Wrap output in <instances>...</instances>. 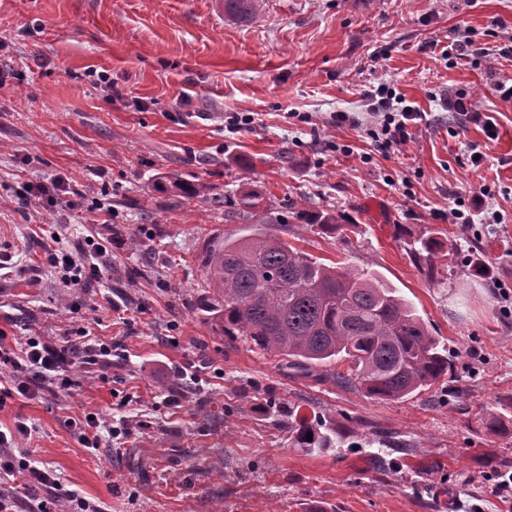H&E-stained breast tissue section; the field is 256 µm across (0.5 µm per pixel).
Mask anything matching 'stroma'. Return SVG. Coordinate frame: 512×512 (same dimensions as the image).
Wrapping results in <instances>:
<instances>
[{"label": "stroma", "mask_w": 512, "mask_h": 512, "mask_svg": "<svg viewBox=\"0 0 512 512\" xmlns=\"http://www.w3.org/2000/svg\"><path fill=\"white\" fill-rule=\"evenodd\" d=\"M467 36L511 41L512 0H262L242 22L217 18L212 0H0V332L14 348L82 328L112 350L93 375L73 367L60 395L7 402L0 428L31 429L16 456L106 512H512V492L488 479L512 470V434L481 424L489 410L512 418V316L495 288L512 287V101L494 90L512 60L449 68L431 49ZM381 83L426 114L386 152L331 122L364 111V90ZM463 90L497 139L446 111ZM230 112L256 123L230 133ZM168 174L205 191L155 192ZM54 176L85 193L80 210L16 208L24 183ZM245 183L273 213L339 217L336 236L294 218L281 235L397 288L447 346L451 376L381 401L215 334L194 309L202 256L213 236L255 232L224 218ZM459 197L502 223L477 238L448 223ZM94 224L109 255L98 278L65 288L46 269L32 284L51 232L74 252ZM428 231L446 244L432 277L412 248ZM476 257L492 275L472 274ZM292 409L337 422L344 446L290 447ZM88 413L119 430L95 452L67 425Z\"/></svg>", "instance_id": "stroma-1"}]
</instances>
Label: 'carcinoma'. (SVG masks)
I'll return each mask as SVG.
<instances>
[{
	"label": "carcinoma",
	"instance_id": "1",
	"mask_svg": "<svg viewBox=\"0 0 512 512\" xmlns=\"http://www.w3.org/2000/svg\"><path fill=\"white\" fill-rule=\"evenodd\" d=\"M258 4L224 0V12L242 19ZM171 186L187 199L200 193L197 184L176 179L169 185L165 176L157 179L154 191L167 192ZM264 199L263 190L251 185L230 202L224 217L282 223L287 215H272ZM293 215L315 234L344 231L332 214L310 216L300 208ZM417 244L414 255L435 275L444 243L430 234ZM203 266L207 283L197 299L202 320L221 336L244 340L257 354H274L306 370L341 360L346 369L328 373L334 382L383 401L428 391L448 375V349L415 307L373 271L327 264L270 230L231 240L213 237ZM481 424L492 435L509 432L507 418L497 412L486 413ZM322 428L296 416L288 421V442L310 453L342 442Z\"/></svg>",
	"mask_w": 512,
	"mask_h": 512
}]
</instances>
